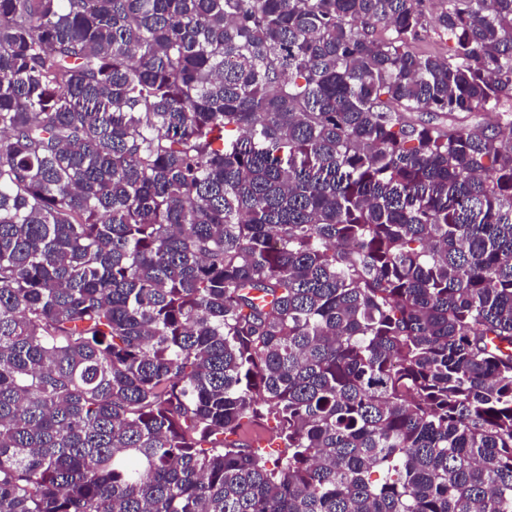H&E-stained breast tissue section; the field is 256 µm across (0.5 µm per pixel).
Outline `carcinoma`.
<instances>
[{
    "mask_svg": "<svg viewBox=\"0 0 512 512\" xmlns=\"http://www.w3.org/2000/svg\"><path fill=\"white\" fill-rule=\"evenodd\" d=\"M426 2L0 0V512H512V0Z\"/></svg>",
    "mask_w": 512,
    "mask_h": 512,
    "instance_id": "obj_1",
    "label": "carcinoma"
}]
</instances>
